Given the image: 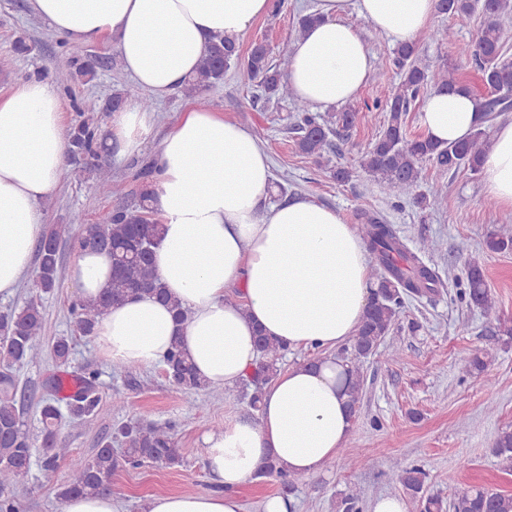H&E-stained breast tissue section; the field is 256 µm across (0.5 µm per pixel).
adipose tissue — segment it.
<instances>
[{
	"mask_svg": "<svg viewBox=\"0 0 512 512\" xmlns=\"http://www.w3.org/2000/svg\"><path fill=\"white\" fill-rule=\"evenodd\" d=\"M33 13L76 44L114 38L123 68L156 97L177 89L198 67L211 37H242L271 0H31ZM436 0H319L318 19L297 39L286 78L296 95L324 110L353 100L372 62L361 33L342 21L352 10L399 44L426 29ZM469 93H430L420 115L427 137L465 140L483 122ZM151 123L130 105L108 138L137 148ZM68 132L59 91L33 77L0 99V297L13 296L43 233L41 202L64 177ZM154 207L164 238L154 257L171 297L191 317L147 298L112 306L93 340L112 364L151 368L179 345L198 375L230 388L250 376L255 329L289 348L325 350L318 367H289L265 389L256 418L225 421L206 433L207 466L220 488L161 493L142 512H243L238 490L267 453L288 473L324 470L354 429L337 346L355 336L371 297L368 255L336 209L309 197L264 206L269 156L258 135L223 112L193 107L163 138L156 156ZM488 197L512 210V120L498 123L482 165ZM84 298L112 282L109 254L84 250L70 268Z\"/></svg>",
	"mask_w": 512,
	"mask_h": 512,
	"instance_id": "adipose-tissue-1",
	"label": "adipose tissue"
}]
</instances>
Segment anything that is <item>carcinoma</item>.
Returning <instances> with one entry per match:
<instances>
[{
  "label": "carcinoma",
  "mask_w": 512,
  "mask_h": 512,
  "mask_svg": "<svg viewBox=\"0 0 512 512\" xmlns=\"http://www.w3.org/2000/svg\"><path fill=\"white\" fill-rule=\"evenodd\" d=\"M478 5L484 15L480 36L473 42L457 45V62H427L419 57L414 41L396 48L399 82L386 102V124L371 147L361 155L358 168L336 169L337 182L346 183L362 171L383 185L395 205L412 201L422 206L427 196L439 194L436 186L431 187L427 195L417 193L423 163H431L442 173L461 168L474 173L480 171L490 145L485 127L478 126L463 142L441 145L423 134L408 133L405 122L412 104L430 91L473 92L461 73V68L470 63L489 89V94L477 95L478 111L489 119L495 113L512 108V60L504 57L501 35L502 19L512 15V0H482L480 3L477 0H437L436 9L441 14L460 17L471 14ZM424 34L429 41L441 45L454 42V32L449 27L431 28ZM233 63L241 64L245 80L258 81L266 101H292L300 132L296 147L303 155L322 158L336 129H348L356 121L357 111L351 106L325 114L312 111V106L295 95L278 66L270 61V49L263 40L252 43L245 58L241 57L239 41L226 38L213 41L180 91L192 98L211 90L224 82V73ZM98 65L95 57L74 54L68 65L56 72L55 79L68 90L76 85H87L95 78ZM131 95V90L115 94L103 104L91 96L81 99L77 107L79 120L69 130L68 157L82 164V171L95 175L102 194L111 192V176L98 163L103 140L97 134L94 114L117 111ZM154 170L155 167L148 166L138 174L141 189L136 204L117 205L101 212L94 223L80 225L73 237V245L78 250H101L112 255V283L106 293L93 300L81 298L71 306L76 332L84 337L93 335L109 307L133 296H147L169 305L182 323L188 318L187 311L168 295L153 262L154 250L163 240V225L153 218ZM356 221V231L367 244L381 273L377 277L375 270H369V276L377 277V288L348 357L350 370L346 384L349 407L354 413L358 412L364 386L359 362L373 355L388 336L398 322L405 299L435 296L439 294L440 284L439 277L423 265L420 258V254L432 249V242L420 240L414 252L379 215L363 212L357 215ZM59 238L58 230L49 228L36 243V294L22 305L0 313V512H20L15 484L20 473L30 469L38 441L43 448L40 468L45 479L52 477L59 463L64 462L68 467V480L57 491L62 502L86 494L112 493L113 478L124 468H138L146 463L174 468L184 461L170 423L141 420L118 425L114 439L100 441L92 457L74 455L65 444L62 430L75 427L100 409L98 373L91 369L75 376L68 392L62 379L54 380L51 397L40 409L37 435H31L26 429L22 420L24 395L18 393L15 370L40 359L44 352L41 333L46 319L42 300L59 284ZM484 247L490 252L512 251V220L496 225L486 236ZM462 274L466 288L460 295L479 309L486 329L512 335V327L502 320L494 295L487 287L481 263L475 259L469 261ZM72 345L70 336L51 339L50 351L57 366L69 365ZM256 345L260 358L244 384V397L254 412L259 410L263 390L277 375L279 360L288 350L287 345L261 333L256 336ZM163 366L169 382L180 390L206 391L214 398H221L222 392L198 376L179 348L169 352ZM114 440L120 442L121 448H112ZM494 453L501 470L511 475L512 429L506 428L498 434ZM391 466L397 472L403 493L417 506L418 512H512V494L472 486L445 502L428 492L426 474L420 467L404 465L398 458L392 459ZM259 475L278 481L284 493L292 491L299 481V477L288 474L272 455L261 463Z\"/></svg>",
  "instance_id": "carcinoma-1"
}]
</instances>
